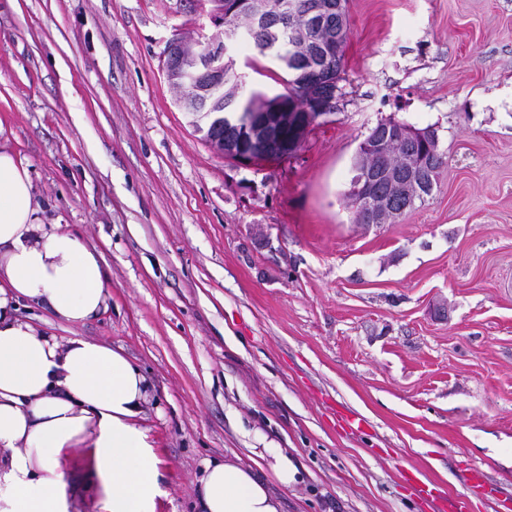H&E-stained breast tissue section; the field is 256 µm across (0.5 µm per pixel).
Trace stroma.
<instances>
[{
	"label": "stroma",
	"mask_w": 512,
	"mask_h": 512,
	"mask_svg": "<svg viewBox=\"0 0 512 512\" xmlns=\"http://www.w3.org/2000/svg\"><path fill=\"white\" fill-rule=\"evenodd\" d=\"M348 7L336 111L241 168L166 80L167 41L214 31L194 0H0V143L109 278L82 323L18 315L146 376L156 512H196L208 460L268 443L304 475L282 512H433L412 473L493 512L476 466L512 489V0ZM389 118L436 128L447 164L398 223L358 224L352 158ZM62 471L69 512H101L91 444Z\"/></svg>",
	"instance_id": "35a3bbf8"
}]
</instances>
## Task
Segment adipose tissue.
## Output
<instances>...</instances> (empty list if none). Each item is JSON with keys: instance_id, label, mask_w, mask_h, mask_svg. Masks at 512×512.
Returning a JSON list of instances; mask_svg holds the SVG:
<instances>
[{"instance_id": "ef3b65f1", "label": "adipose tissue", "mask_w": 512, "mask_h": 512, "mask_svg": "<svg viewBox=\"0 0 512 512\" xmlns=\"http://www.w3.org/2000/svg\"><path fill=\"white\" fill-rule=\"evenodd\" d=\"M39 211L28 169L0 146V512H68L59 469L67 448L85 441L96 450L103 512H155L160 460L138 424L146 377L106 344H61L17 315L27 299L75 324L106 300L96 248ZM258 456L271 479L235 454L208 461L200 512H280L274 488L297 483L299 468L280 448Z\"/></svg>"}]
</instances>
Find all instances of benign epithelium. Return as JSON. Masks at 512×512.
<instances>
[{
    "instance_id": "obj_1",
    "label": "benign epithelium",
    "mask_w": 512,
    "mask_h": 512,
    "mask_svg": "<svg viewBox=\"0 0 512 512\" xmlns=\"http://www.w3.org/2000/svg\"><path fill=\"white\" fill-rule=\"evenodd\" d=\"M210 19L218 30L225 31L219 40L208 37L204 42L171 38L164 50V69L168 82L176 89L191 86L193 94L180 99L186 111L202 113L206 124L221 125L217 112L218 95L224 88V66L234 60V47L248 39V28H224V0H209ZM239 8L255 23H264L273 10L271 0H239ZM283 14L307 11L311 27L325 28L321 41L306 55L289 60V68L298 72L307 87L303 106L281 104L275 100L266 112H256L246 122L249 147L235 136H214L208 140L215 153L245 167L285 158L303 143L308 130L317 120L336 110V76L334 62L341 44L336 30V0H318L314 5L299 0H283L278 6ZM383 132L367 136L354 158L356 173L352 194L356 212H363L370 224H391L402 217L407 207L399 199L415 200L430 192L431 185L418 177L426 158L411 150L399 151L405 142L425 143L427 130L395 120L379 122ZM376 183L388 187L385 193L373 192Z\"/></svg>"
}]
</instances>
